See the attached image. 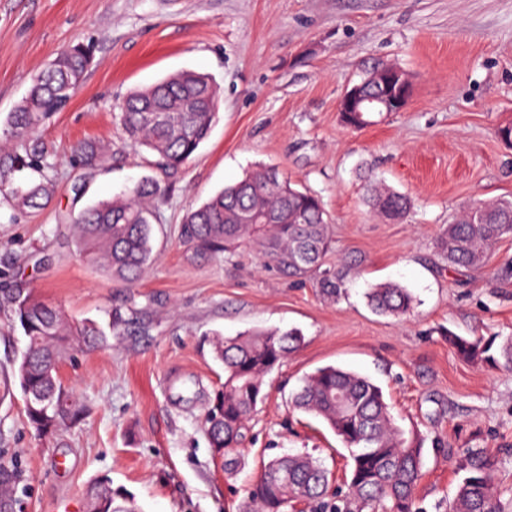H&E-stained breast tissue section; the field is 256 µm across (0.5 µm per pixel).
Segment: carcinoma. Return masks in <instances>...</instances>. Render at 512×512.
<instances>
[{
  "mask_svg": "<svg viewBox=\"0 0 512 512\" xmlns=\"http://www.w3.org/2000/svg\"><path fill=\"white\" fill-rule=\"evenodd\" d=\"M90 60V48L70 45L34 79L28 95L9 113L4 134L22 143L23 153L0 157V171L9 174L43 166L44 147L35 137L39 124L60 111L81 82ZM218 93L209 78L194 71L170 75L154 85L131 92L118 105L119 122L127 140L157 158L164 170L184 165L209 137L216 116ZM53 194L41 179L11 192L17 208L40 209ZM368 203L379 215L404 220L409 198L376 182L369 184ZM165 189L155 180H142L125 193L81 210L73 223L79 254L97 264L113 280L133 288L140 282L152 252L151 222L155 204ZM479 221L466 212L449 224L439 248L448 264L476 268L499 240L512 235V199L477 204ZM252 212L262 220L247 223ZM184 235L213 253L233 254L249 246L261 264L291 281H307L321 295L338 300L352 266L326 264L332 250L326 212L319 197L299 190L291 181L265 166L246 172L233 184L184 217ZM371 308L385 316L402 318L413 309L411 292L393 282L372 286L367 293ZM13 320L25 337V352L15 375L31 404L25 415L41 435L76 426L84 414L80 399L58 403L65 392L59 367L73 343L98 346L106 342L104 330L93 321L70 323L60 311L33 293L12 297ZM303 342L296 329L255 331L224 337L216 358L224 366V391L206 417L211 448H240L251 432L257 406L266 399L264 377ZM494 340L448 335V345L470 362L512 367V339L499 356L491 354ZM294 409L322 419L349 452L347 491L328 494V471L308 454L274 457L264 464L250 485L238 512H284L295 502H316L322 512H421L416 491L423 475V438L405 435L396 424L392 406L380 386L370 378L336 366H325L306 377L292 399ZM464 477L458 483L448 512H507L493 480L496 461L477 450L463 453L457 462ZM112 500V489L91 490L88 508L99 509Z\"/></svg>",
  "mask_w": 512,
  "mask_h": 512,
  "instance_id": "carcinoma-1",
  "label": "carcinoma"
}]
</instances>
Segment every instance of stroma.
<instances>
[{
    "mask_svg": "<svg viewBox=\"0 0 512 512\" xmlns=\"http://www.w3.org/2000/svg\"><path fill=\"white\" fill-rule=\"evenodd\" d=\"M93 59L68 104L40 124L53 184L39 210L10 205L19 175L0 183V464L13 472L8 512H86L87 492L110 482L135 512H235L260 457L306 452L336 480L348 452L291 395L317 368L370 377L400 426L424 439V512H444L463 451L495 458L512 502V368L472 364L449 334L512 337V236L480 267L455 269L437 241L460 209L512 199V0H0V123L33 77L67 46ZM396 66L412 93L398 112L345 125L346 88ZM193 70L220 92L208 140L175 171L132 146L115 103L131 90ZM102 143L100 162H73L75 144ZM258 165L316 194L331 224V264L362 258L344 296L324 300L256 255L210 254L183 233V216ZM412 202L404 221L374 215L364 179ZM151 178L167 188L153 218V259L127 288L79 256L71 221L87 205ZM396 282L416 302L403 319L370 310L372 285ZM31 292L108 342L70 352L64 385L88 414L77 428H29L14 368L25 347L9 294ZM298 328L304 342L265 378L267 398L225 472L206 413L224 385L214 334Z\"/></svg>",
    "mask_w": 512,
    "mask_h": 512,
    "instance_id": "35a3bbf8",
    "label": "stroma"
}]
</instances>
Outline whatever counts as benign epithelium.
<instances>
[{
    "instance_id": "benign-epithelium-1",
    "label": "benign epithelium",
    "mask_w": 512,
    "mask_h": 512,
    "mask_svg": "<svg viewBox=\"0 0 512 512\" xmlns=\"http://www.w3.org/2000/svg\"><path fill=\"white\" fill-rule=\"evenodd\" d=\"M374 82L382 84L385 93L369 94L365 92V85H354L346 90L340 100V114L363 112L368 117L376 112H398L406 105L412 88L403 70L395 66L381 67L377 70Z\"/></svg>"
}]
</instances>
